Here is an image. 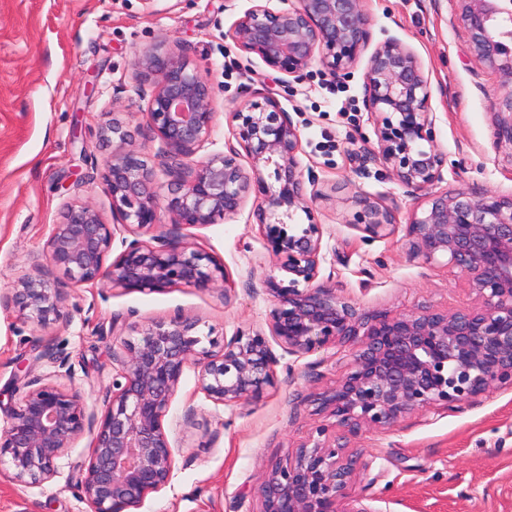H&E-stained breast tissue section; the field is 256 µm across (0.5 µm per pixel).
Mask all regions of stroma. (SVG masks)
I'll return each instance as SVG.
<instances>
[{
  "label": "stroma",
  "mask_w": 512,
  "mask_h": 512,
  "mask_svg": "<svg viewBox=\"0 0 512 512\" xmlns=\"http://www.w3.org/2000/svg\"><path fill=\"white\" fill-rule=\"evenodd\" d=\"M372 43L395 37L419 56L430 81L436 142L447 155L439 192L476 197L512 193V143L499 123L512 113V87L480 63L469 34L453 18L457 0H366ZM249 0H0V295L18 278L46 274L61 295V315L41 324L0 305V426L24 395L26 379L51 370L43 348L66 356L88 413L101 415L112 382V330L150 323L180 310L215 340L240 328H266L269 296L248 290L250 277L287 274L265 248L249 211L205 226H187L191 245L227 270L230 297L177 285L161 292L73 285L45 260L53 224L65 204L88 203L112 220L100 136L113 114L137 129L149 154L143 113L149 85L136 82L133 62L166 41L184 52L214 88V131L201 155L223 153L231 136L224 115L249 90L271 93L301 130L298 154L318 179L314 203L331 254L322 264L342 293L366 312L395 315L422 309L454 313L474 307L465 277L445 260L426 265L405 250V224L415 202L369 154L375 125L362 103L363 70L332 79L313 63L302 79L281 80L256 55L240 51L230 30ZM346 103L348 112L337 109ZM330 139L334 148L323 147ZM393 209L394 233L364 239L353 224L358 197ZM275 383L262 397L217 406L197 391L187 368L164 428L175 449L170 486L142 512H258L256 479L295 452L323 418L317 400L352 362L351 345L297 358L280 344ZM192 417H185L187 405ZM92 448L83 435L65 451L52 480L29 485L0 466V512H89L75 488ZM350 451L368 463L351 494L384 502L389 512H512V390L472 398L463 408L434 407L387 429L351 437Z\"/></svg>",
  "instance_id": "stroma-1"
}]
</instances>
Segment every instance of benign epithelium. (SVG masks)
Segmentation results:
<instances>
[{"label":"benign epithelium","mask_w":512,"mask_h":512,"mask_svg":"<svg viewBox=\"0 0 512 512\" xmlns=\"http://www.w3.org/2000/svg\"><path fill=\"white\" fill-rule=\"evenodd\" d=\"M236 20L232 38L270 69L298 78L318 61L336 79L357 67L371 41L372 18L365 0H252ZM457 23L469 34L478 60L512 85V0H458ZM135 76L151 83L146 125L160 140L159 154L172 177L162 199L158 174L134 145L128 124L112 118L104 185L112 198L113 224L89 204H69L47 241V264L75 285L97 284L161 292L178 284L233 289L224 266L186 241L185 226L230 219L253 200L252 216L266 249L288 273L284 283L268 276L251 291L270 296L268 330L240 329L203 345L201 321L181 311L168 320L133 323L138 339L112 350V388L100 418L86 412L81 396L60 379L72 378L68 361L46 351L53 364L47 381L28 384L0 430V465L12 478L36 484L58 474L57 461L84 433L92 435L79 497L92 512H140L146 499L173 477L174 451L164 428L187 367L198 389L223 406L257 399L274 384L278 360L269 339L303 356L351 344L349 372L322 393L319 407L333 418L316 427L286 463L268 469L256 489L258 512H381L349 496L359 468L348 438L385 429L414 413L444 406L460 409L471 398L512 389V196L475 198L465 192L429 195L426 208L406 224L407 254L426 264L444 257L462 273L479 299L473 309L451 314L418 310L398 315L364 312L341 294L333 277L321 276L323 228L312 202L314 176L304 175L298 153L301 132L278 101L264 95L228 113L235 142L224 155L200 157L213 130V88L176 48L159 43L134 60ZM431 90L417 54L395 38L371 52L363 75V105L374 120L373 155L411 194L442 179L447 155L436 143ZM246 155L249 164L239 163ZM274 167L280 183L265 186ZM354 216L369 238L393 231L394 215L366 197ZM170 215L168 227L141 234ZM308 223L293 227L297 212ZM122 250L106 263L116 236ZM19 312L45 322L59 312V297L42 276L18 281L7 297Z\"/></svg>","instance_id":"7a95c632"}]
</instances>
